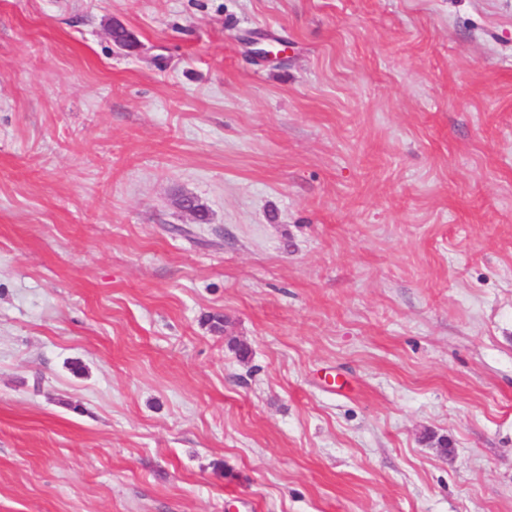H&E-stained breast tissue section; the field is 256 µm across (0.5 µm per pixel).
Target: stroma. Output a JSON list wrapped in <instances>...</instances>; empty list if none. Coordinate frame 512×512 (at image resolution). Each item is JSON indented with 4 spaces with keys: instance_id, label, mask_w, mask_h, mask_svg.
<instances>
[{
    "instance_id": "obj_1",
    "label": "stroma",
    "mask_w": 512,
    "mask_h": 512,
    "mask_svg": "<svg viewBox=\"0 0 512 512\" xmlns=\"http://www.w3.org/2000/svg\"><path fill=\"white\" fill-rule=\"evenodd\" d=\"M0 512H512V0H0Z\"/></svg>"
}]
</instances>
